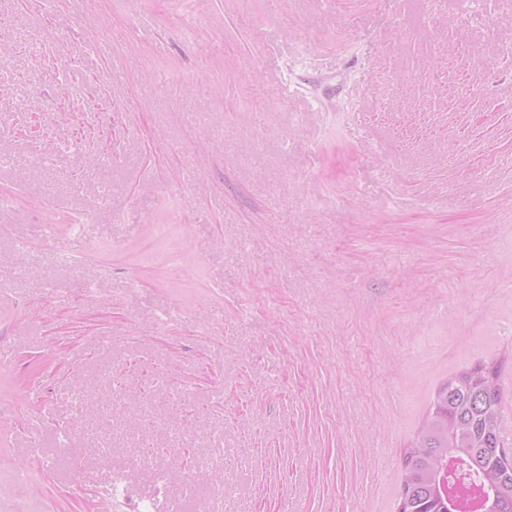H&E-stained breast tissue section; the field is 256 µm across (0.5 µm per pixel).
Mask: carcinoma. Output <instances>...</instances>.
<instances>
[{"label":"carcinoma","instance_id":"1","mask_svg":"<svg viewBox=\"0 0 512 512\" xmlns=\"http://www.w3.org/2000/svg\"><path fill=\"white\" fill-rule=\"evenodd\" d=\"M498 366H477L443 381L404 448L400 512H464L478 493L487 512H512V457L501 432Z\"/></svg>","mask_w":512,"mask_h":512}]
</instances>
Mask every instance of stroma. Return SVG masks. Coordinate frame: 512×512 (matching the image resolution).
<instances>
[{"label":"stroma","instance_id":"stroma-1","mask_svg":"<svg viewBox=\"0 0 512 512\" xmlns=\"http://www.w3.org/2000/svg\"><path fill=\"white\" fill-rule=\"evenodd\" d=\"M127 3L0 0V512H396L479 362L511 444L512 0ZM214 490L210 487L198 486L194 482L190 483L184 497L187 502L192 504V511L207 512L209 504L213 497Z\"/></svg>","mask_w":512,"mask_h":512}]
</instances>
